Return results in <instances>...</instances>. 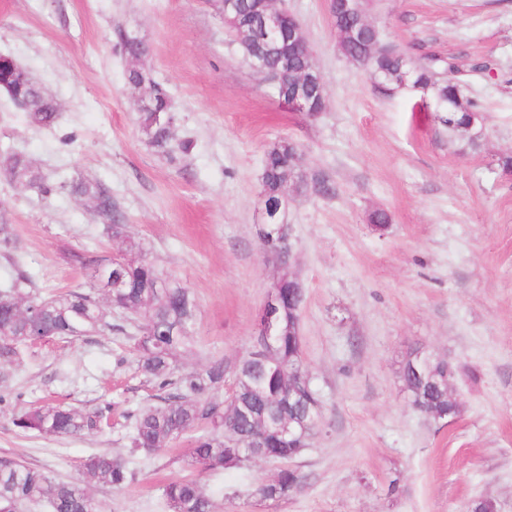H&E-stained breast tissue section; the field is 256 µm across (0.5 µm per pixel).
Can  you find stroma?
Segmentation results:
<instances>
[{"instance_id": "stroma-1", "label": "stroma", "mask_w": 512, "mask_h": 512, "mask_svg": "<svg viewBox=\"0 0 512 512\" xmlns=\"http://www.w3.org/2000/svg\"><path fill=\"white\" fill-rule=\"evenodd\" d=\"M384 41L407 55L453 59L484 115L478 149L449 142L436 113L414 112L412 88L387 93L339 51L328 0H283L301 23L330 105L317 119L289 109L224 25L220 0H0V53L55 99L50 128L25 124L0 94V157L21 152L48 181H102L131 243L102 234L73 196L42 199L0 169V224L18 249L0 255V283L21 267L35 292L89 283L67 261L86 245L151 262L198 302L186 367L220 356L234 367L279 271L259 234L262 162L295 142L306 170L334 195L289 199L290 265L303 283L304 367L322 404L318 432L294 460L303 488L254 496L275 465L255 460L198 473L185 456L196 434L132 452L122 413L153 402L129 336L105 331L42 341L0 379V455L71 481L89 454L128 459L132 481L90 494L101 512H166L171 480L196 477L216 512H468L480 496L512 512V0H366ZM143 39L146 70L170 93L185 153H157L137 124L131 62L119 32ZM387 210L389 223H371ZM461 364L459 414L442 423L412 406L407 353ZM115 403L110 428L43 437L12 423L21 409Z\"/></svg>"}]
</instances>
